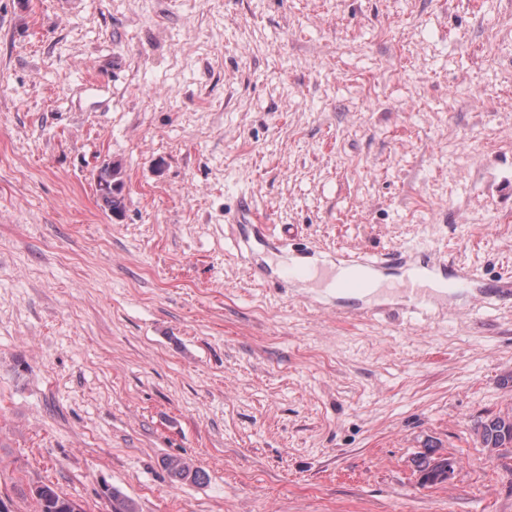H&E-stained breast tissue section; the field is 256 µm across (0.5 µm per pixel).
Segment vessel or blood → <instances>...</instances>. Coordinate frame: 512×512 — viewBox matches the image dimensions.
Instances as JSON below:
<instances>
[{"mask_svg": "<svg viewBox=\"0 0 512 512\" xmlns=\"http://www.w3.org/2000/svg\"><path fill=\"white\" fill-rule=\"evenodd\" d=\"M350 265L351 272L347 273L336 286L339 293L350 296L364 293L365 282L360 272L365 268L379 269L385 266H396L403 269L405 273L403 291L409 298H418L424 294L423 288H420L417 282L418 273L422 270L441 273L442 279L439 286L446 294L467 291L473 288L475 283L474 275L469 268L461 265L451 268L445 261L432 254H422L407 248H396L381 255L366 253L351 259Z\"/></svg>", "mask_w": 512, "mask_h": 512, "instance_id": "1", "label": "vessel or blood"}]
</instances>
